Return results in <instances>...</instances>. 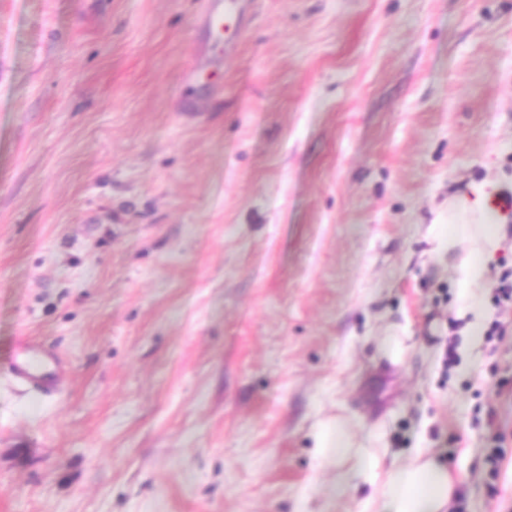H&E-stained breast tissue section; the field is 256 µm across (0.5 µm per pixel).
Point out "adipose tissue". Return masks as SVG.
I'll return each mask as SVG.
<instances>
[{
    "mask_svg": "<svg viewBox=\"0 0 512 512\" xmlns=\"http://www.w3.org/2000/svg\"><path fill=\"white\" fill-rule=\"evenodd\" d=\"M476 198L469 206L478 214V223H469L467 215L448 217L449 249L467 243L469 250L461 260L458 274L462 295L469 308L479 309L481 290L488 279L484 262L497 247L492 231V215L485 207L487 193L477 187ZM314 446L326 462L336 465L332 492L337 499H356L355 512H451L457 483L446 464L433 454L418 455L411 463L384 462L376 452L353 441L344 419L319 424L313 432ZM368 476L373 487L364 498H356V480Z\"/></svg>",
    "mask_w": 512,
    "mask_h": 512,
    "instance_id": "obj_1",
    "label": "adipose tissue"
}]
</instances>
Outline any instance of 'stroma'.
I'll return each instance as SVG.
<instances>
[{"instance_id": "35a3bbf8", "label": "stroma", "mask_w": 512, "mask_h": 512, "mask_svg": "<svg viewBox=\"0 0 512 512\" xmlns=\"http://www.w3.org/2000/svg\"><path fill=\"white\" fill-rule=\"evenodd\" d=\"M239 4L228 53L203 0H0V512H345L336 416L512 512V212L476 311L440 234L512 196V0ZM64 373L63 361L34 343H25L13 364L16 380L44 394L53 392Z\"/></svg>"}]
</instances>
